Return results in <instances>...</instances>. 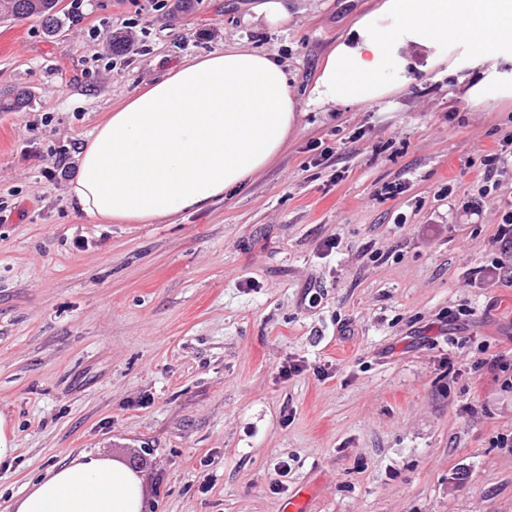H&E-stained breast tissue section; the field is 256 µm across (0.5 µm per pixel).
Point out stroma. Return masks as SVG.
<instances>
[{
	"label": "stroma",
	"instance_id": "1",
	"mask_svg": "<svg viewBox=\"0 0 512 512\" xmlns=\"http://www.w3.org/2000/svg\"><path fill=\"white\" fill-rule=\"evenodd\" d=\"M62 0L76 33L0 21V512L82 453L143 481V512H512V200L482 160L512 100L474 106L416 70L368 105L308 100L320 60L377 0ZM133 47L108 53L107 36ZM244 44L286 67L303 111L244 186L150 224L88 219L69 194L90 134L185 61ZM67 152L65 177L44 175ZM294 362L299 373L279 374ZM287 462L288 475L275 466ZM284 480L287 491L274 490ZM209 492H202L203 483ZM258 5L257 13L270 25H283L288 22V8L284 1L264 0Z\"/></svg>",
	"mask_w": 512,
	"mask_h": 512
}]
</instances>
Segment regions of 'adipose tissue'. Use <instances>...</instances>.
<instances>
[{
    "label": "adipose tissue",
    "instance_id": "ef3b65f1",
    "mask_svg": "<svg viewBox=\"0 0 512 512\" xmlns=\"http://www.w3.org/2000/svg\"><path fill=\"white\" fill-rule=\"evenodd\" d=\"M487 79L467 87L488 104L489 79L512 47V0H380L323 59L310 90L320 104L363 105L407 86V53L436 68L459 26ZM300 103L271 54L230 46L182 63L129 94L84 146L70 195L80 214L149 224L223 198L263 170L300 124ZM141 479L92 454L50 468L15 512H142Z\"/></svg>",
    "mask_w": 512,
    "mask_h": 512
}]
</instances>
